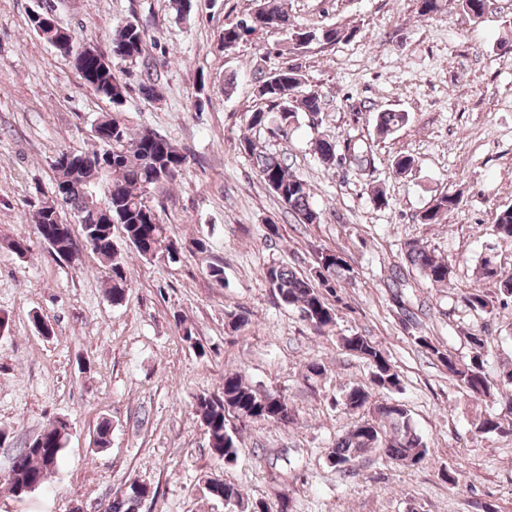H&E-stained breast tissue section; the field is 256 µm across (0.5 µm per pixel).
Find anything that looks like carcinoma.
<instances>
[{
    "instance_id": "carcinoma-1",
    "label": "carcinoma",
    "mask_w": 512,
    "mask_h": 512,
    "mask_svg": "<svg viewBox=\"0 0 512 512\" xmlns=\"http://www.w3.org/2000/svg\"><path fill=\"white\" fill-rule=\"evenodd\" d=\"M473 18L481 17L489 6V0H448ZM49 15L48 11L33 12L30 24L33 31L51 45L65 43L58 48L63 55L74 51L77 43L71 34L54 25L42 26L36 23L37 15ZM268 29H281L289 35L300 34L309 41L334 43L341 37V30L328 26L318 29H301L291 23L290 15L281 0H260L256 12L246 19L224 26V46L230 47ZM148 43L147 25L136 20L119 26L112 35V50L116 56L136 61L145 57ZM83 86L92 92L118 105L123 103L127 85L120 81L114 70L103 66L96 58L85 60ZM256 86L261 89L259 98L266 102V109L251 115L255 126H266L273 134L288 137V128L296 120L298 113L319 114L322 99L318 92L302 88L297 70L288 68L273 75L256 78ZM409 114L386 110L377 116V130L387 137L407 125ZM103 149L81 152L82 165L71 167L57 157L52 162L55 172V188L58 189L55 209L38 205L30 215L33 234L42 240L58 235L63 225L55 223L54 212L67 208L85 219L82 225L85 235L90 237L92 251L110 266L112 276L108 296L112 304L124 302L128 288V276L123 257L112 237V225L121 226L126 243L140 256L154 258L159 255L171 260L181 245L168 235L156 208L148 203L151 191L176 180L183 170L184 157L163 136L154 131L144 130L136 137H130L127 127L112 113L110 125L97 135ZM242 147L256 164L260 178L274 192L280 202L295 214L302 224H318L321 213L312 202L307 183L290 172L285 160L274 153L260 149L253 141L246 139ZM318 158L331 166L338 156L348 160L351 171L360 174L374 164L371 147L345 142L338 148L336 142L321 139L316 143ZM114 182L112 197L102 192L104 184ZM104 202L112 214V223L99 224L95 205ZM460 204L459 196L441 194L420 215L423 224H438L448 211ZM494 231L502 240H512V207L502 210L494 224ZM406 258L431 284L446 286L450 283L451 267L448 262L432 255L415 243L407 246ZM352 268L338 253L323 249L314 254L309 273H298L282 265H269L264 276L275 295L286 306L299 312L300 317L316 333L322 335L336 324V308L329 297L336 295L339 281L350 277ZM480 278L490 282L495 292L474 289L462 295L463 302L475 311L491 313L494 309L493 297L512 298V274L506 275L484 259L478 268ZM401 273L391 276L393 300L397 312L406 329L416 331L414 342L437 356L448 369V376L462 385L470 397L477 401L486 399L502 403L505 413L512 416V369L502 374L500 383H495L487 372V352L485 341L479 333L469 336L471 355L467 360H457L439 350L429 337L418 333L420 323L416 314L402 299ZM342 347L363 359L371 368V382L387 392H397L401 387L398 371L392 365L386 352L378 344L364 335L352 334L342 337ZM371 393L364 387L354 386L343 396V404L352 410H361L369 403ZM376 418L366 419L352 425L337 439L329 452L332 467L340 473L351 472V465L360 456L379 450L384 456L403 466L414 467L420 464L428 453L427 443L413 426L410 414L402 404L378 405L374 408ZM194 414L200 420L208 435L209 446L218 458L234 461L237 458V432L229 419H243L250 422H263L288 425L294 420V410L288 399L277 391L260 389L246 382L237 372L224 376V387L217 394L203 393L196 396ZM504 430L501 414H488L473 423L472 435L479 438L485 434ZM67 433L64 425L57 420L38 435V443L27 444L15 455L17 468L8 478L13 493L23 487L40 486L47 474L58 462L65 446ZM112 424L101 420L93 437L97 449L111 444ZM138 482L129 486L125 495L115 498L107 512H138L141 498L135 494ZM215 497L224 498L225 508L236 512H247L244 494L233 483L224 482L218 488H207ZM252 512H288V498L275 502L260 500L252 505Z\"/></svg>"
}]
</instances>
